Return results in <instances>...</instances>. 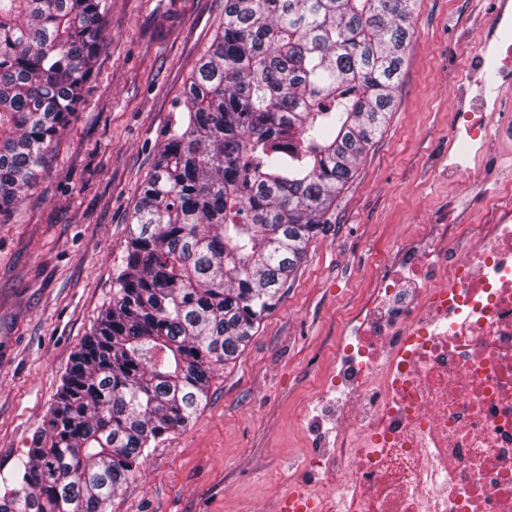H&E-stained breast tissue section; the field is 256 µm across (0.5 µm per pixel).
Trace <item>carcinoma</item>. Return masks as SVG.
<instances>
[{
  "label": "carcinoma",
  "instance_id": "cac0c4a2",
  "mask_svg": "<svg viewBox=\"0 0 512 512\" xmlns=\"http://www.w3.org/2000/svg\"><path fill=\"white\" fill-rule=\"evenodd\" d=\"M416 0H224L82 341L0 512H107L187 427L326 233L382 132ZM108 0H0V213L44 167L99 56Z\"/></svg>",
  "mask_w": 512,
  "mask_h": 512
}]
</instances>
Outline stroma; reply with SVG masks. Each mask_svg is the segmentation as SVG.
<instances>
[{"instance_id":"stroma-1","label":"stroma","mask_w":512,"mask_h":512,"mask_svg":"<svg viewBox=\"0 0 512 512\" xmlns=\"http://www.w3.org/2000/svg\"><path fill=\"white\" fill-rule=\"evenodd\" d=\"M499 0H417L389 120L242 354L216 368L186 429L149 449L108 512H278L311 482L320 446L304 421L336 370V348L383 271L418 239L494 222L512 202V144L489 140L448 170L459 104L512 125V104L481 70L498 42ZM224 27V0H111L104 48L70 125L35 185L0 215V475L11 474L55 402L82 339L112 303L139 190L184 89Z\"/></svg>"}]
</instances>
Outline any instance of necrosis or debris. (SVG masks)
<instances>
[{
	"mask_svg": "<svg viewBox=\"0 0 512 512\" xmlns=\"http://www.w3.org/2000/svg\"><path fill=\"white\" fill-rule=\"evenodd\" d=\"M378 283L308 426L310 512H512V225Z\"/></svg>",
	"mask_w": 512,
	"mask_h": 512,
	"instance_id": "4bbe7bcc",
	"label": "necrosis or debris"
}]
</instances>
